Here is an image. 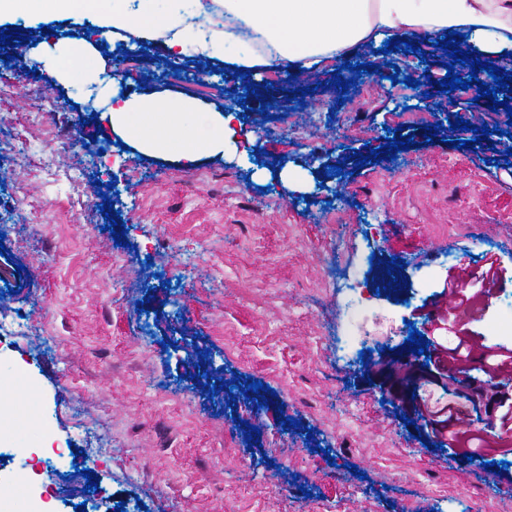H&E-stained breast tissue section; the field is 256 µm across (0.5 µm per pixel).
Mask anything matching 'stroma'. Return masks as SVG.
Instances as JSON below:
<instances>
[{
	"instance_id": "1",
	"label": "stroma",
	"mask_w": 512,
	"mask_h": 512,
	"mask_svg": "<svg viewBox=\"0 0 512 512\" xmlns=\"http://www.w3.org/2000/svg\"><path fill=\"white\" fill-rule=\"evenodd\" d=\"M67 31L85 34L70 18L23 10L0 24L16 40L0 44V147L24 154L0 173V210L15 226L0 302L43 321L35 339L0 340V374L13 375L0 405L22 408V432L69 448L70 469L91 472L85 510L58 512H512V465L455 458L409 421L412 407L452 398L473 421L483 409L435 378L427 356L411 367L403 355L413 327L453 339L427 320L449 273L492 265L504 279L466 320L474 340L512 349L498 330L512 315V118L476 89L442 91L447 57L427 37L410 53L370 50L380 76L361 73L342 100L332 63L257 77L210 60L216 92L196 85L198 62L186 57L162 81L167 50L139 38L131 65L142 91L240 108L258 160L187 167L128 147L100 168L87 145L113 137L103 107L25 61L46 33ZM396 70L427 91L391 82ZM268 107L295 114L297 132L262 116ZM459 118L492 132L447 129ZM63 123L74 130L64 139ZM439 123L444 134L429 136ZM396 128L413 147L361 163ZM286 163L309 171L303 191L263 178ZM77 199L89 207L75 219ZM106 200L121 235L105 228ZM334 207L346 224L328 220ZM186 239L197 248L182 250ZM350 276L368 300L366 335L338 290ZM345 341L362 361L345 363ZM77 417L111 438V460L75 449Z\"/></svg>"
}]
</instances>
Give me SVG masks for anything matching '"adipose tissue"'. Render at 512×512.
Masks as SVG:
<instances>
[{"instance_id": "adipose-tissue-1", "label": "adipose tissue", "mask_w": 512, "mask_h": 512, "mask_svg": "<svg viewBox=\"0 0 512 512\" xmlns=\"http://www.w3.org/2000/svg\"><path fill=\"white\" fill-rule=\"evenodd\" d=\"M54 0L74 22L104 33L148 34L175 56L199 55L231 69L314 70L352 56L385 37L418 38L457 31L487 56L512 53V0H223L224 26L210 27L206 0ZM93 42L43 43L35 57L46 77L61 83L99 79ZM112 131L149 157L187 165L240 155L237 111L185 96L112 94Z\"/></svg>"}]
</instances>
